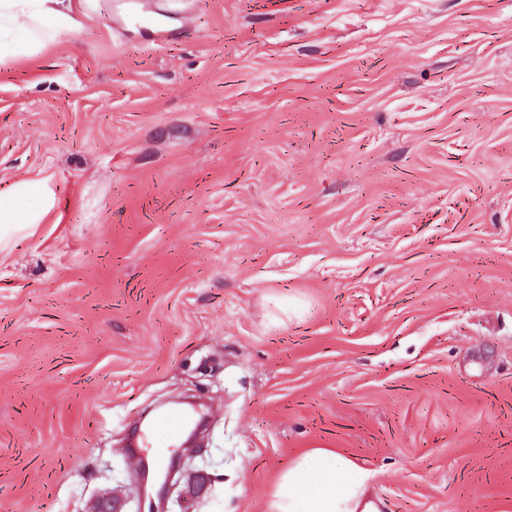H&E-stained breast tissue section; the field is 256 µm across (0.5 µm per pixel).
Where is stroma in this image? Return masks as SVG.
Here are the masks:
<instances>
[{
    "label": "stroma",
    "instance_id": "obj_1",
    "mask_svg": "<svg viewBox=\"0 0 512 512\" xmlns=\"http://www.w3.org/2000/svg\"><path fill=\"white\" fill-rule=\"evenodd\" d=\"M138 0L0 61V512H137L142 412L206 404L176 512L335 448L385 512H512V0ZM31 217L27 203L17 197H0V236L6 225L27 223Z\"/></svg>",
    "mask_w": 512,
    "mask_h": 512
}]
</instances>
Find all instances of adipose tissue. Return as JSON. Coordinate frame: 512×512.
<instances>
[{
	"label": "adipose tissue",
	"instance_id": "adipose-tissue-1",
	"mask_svg": "<svg viewBox=\"0 0 512 512\" xmlns=\"http://www.w3.org/2000/svg\"><path fill=\"white\" fill-rule=\"evenodd\" d=\"M63 0H0V59L36 51L75 31ZM370 471L331 448H311L285 468L268 512H381L366 494Z\"/></svg>",
	"mask_w": 512,
	"mask_h": 512
}]
</instances>
